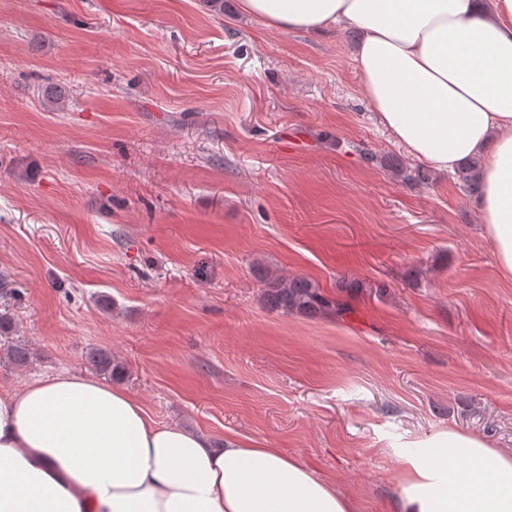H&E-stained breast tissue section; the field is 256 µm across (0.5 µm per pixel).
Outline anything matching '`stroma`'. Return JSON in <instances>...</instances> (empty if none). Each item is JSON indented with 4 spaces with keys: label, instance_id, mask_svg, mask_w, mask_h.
Instances as JSON below:
<instances>
[{
    "label": "stroma",
    "instance_id": "stroma-1",
    "mask_svg": "<svg viewBox=\"0 0 512 512\" xmlns=\"http://www.w3.org/2000/svg\"><path fill=\"white\" fill-rule=\"evenodd\" d=\"M358 37L238 0H0V312L35 352L0 388L109 350L153 420L280 449L357 512H391L427 435L511 450L512 279L455 174L393 177ZM265 274L352 313L270 310Z\"/></svg>",
    "mask_w": 512,
    "mask_h": 512
}]
</instances>
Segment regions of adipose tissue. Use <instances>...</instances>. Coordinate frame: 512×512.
Returning <instances> with one entry per match:
<instances>
[{
  "instance_id": "adipose-tissue-1",
  "label": "adipose tissue",
  "mask_w": 512,
  "mask_h": 512,
  "mask_svg": "<svg viewBox=\"0 0 512 512\" xmlns=\"http://www.w3.org/2000/svg\"><path fill=\"white\" fill-rule=\"evenodd\" d=\"M265 25L359 30L358 80L414 158L485 161L478 216L512 278V0H239ZM393 512H512V453L455 430L416 442ZM294 457L149 418L122 388L60 372L0 391V512H356Z\"/></svg>"
}]
</instances>
